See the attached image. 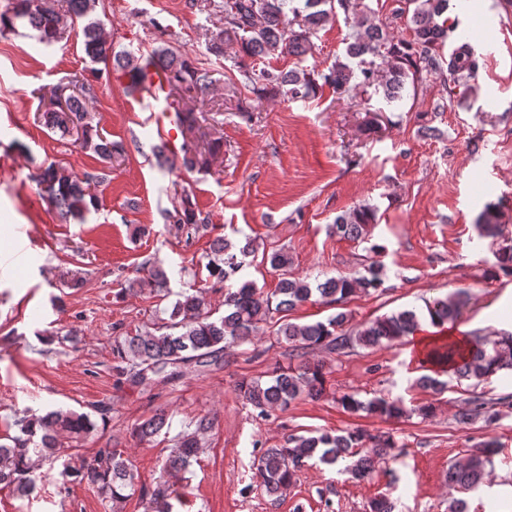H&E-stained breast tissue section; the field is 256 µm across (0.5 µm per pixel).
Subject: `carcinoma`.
<instances>
[{"instance_id":"obj_1","label":"carcinoma","mask_w":512,"mask_h":512,"mask_svg":"<svg viewBox=\"0 0 512 512\" xmlns=\"http://www.w3.org/2000/svg\"><path fill=\"white\" fill-rule=\"evenodd\" d=\"M98 0H13L11 7L0 12V33L13 31L21 23L35 31L38 42L50 46L64 38L67 24L83 23L84 52L90 62L92 78L80 83L79 93L65 99V104L44 112V124L67 134H76L75 142L83 150L93 152L105 162H112L115 151L112 141L103 137L88 120L89 101L96 96L94 81L106 73H117L129 79L136 88L144 67L134 63L132 55L115 51L99 18H90ZM414 5L407 18L412 39H397L387 27L371 23L367 14L372 9L365 0H223L215 8L223 14V28L212 36L207 49L224 51V43L234 42L239 49L238 69L257 101L276 95L293 99L306 98L327 85L343 97L352 92L382 89L388 103L402 99L407 85L417 87L427 77L436 75L443 90L453 95L465 88L478 73V56L458 30V21H449L453 0H408ZM343 14L354 20V31L347 44L346 55L357 60L352 66L336 60L325 71L308 69L304 61L312 54V37L329 19ZM456 46L443 59L440 49L450 35ZM291 57L295 67L289 70L264 68L260 71L245 62L247 58L266 56ZM150 64L167 75L172 91L188 98L207 93L212 85L210 69L203 63L179 53L169 45L157 48ZM33 180L50 203L64 218L81 219L97 206L93 185L103 177L91 173L78 175L67 167L51 162L38 168ZM499 206L488 204L477 218L478 230L491 237L502 233ZM172 223L191 235L205 223L190 202L168 215ZM376 223V212L366 206L354 208L348 215L336 218V234L344 238L364 239ZM254 251V242L245 238L235 244L228 239L213 243L214 257L206 264L215 284L224 285V316L214 319L200 292H181L172 304L168 320L154 331L126 332L113 338L112 369L116 376L132 388L167 383L179 376L185 366L205 372L224 362L231 348L255 344L263 325L273 314L288 311L312 300L314 295L330 304L342 305L354 294H371L383 285V269L377 262L364 267L354 277H329L311 284L301 278H283L269 293L261 291L251 280H243L239 272L244 258ZM159 295L170 294L167 271L161 264L148 269L147 278L139 281ZM468 294L460 291L452 297L433 296L424 301V308L403 309L364 323L355 335L343 332L347 316L343 312L310 324L283 322L276 334L292 347L298 364H290L275 372L266 382L254 381L239 387L242 399L258 414L265 416L274 408L284 409L301 396L312 399L325 391L324 365L303 359L307 350L326 348L338 355L354 348L370 349L403 344L421 330L422 320L433 326L456 323L462 314ZM424 370L418 385L435 394L448 389L440 374L453 372L457 380L478 386L498 372L512 370V333L491 339L478 332L468 334V348L455 342L434 345L420 363ZM336 402L352 414L366 413L386 420H399L412 413L429 418L435 413L431 403L409 408L401 398L374 396L362 399L356 393H344ZM469 408L456 415L460 423L481 421L491 427L500 418L502 409H512V394L487 399L477 393L468 399ZM213 422L201 416L192 427L180 432L165 458L160 475L151 489L139 485V476L122 451L103 446L86 461L76 452L64 448L62 439L78 443L92 430L90 417L74 410H54L44 415L27 412L17 417L19 433L0 443V486L10 488L20 497L34 490L41 478L40 466L61 462L58 476L62 483L85 482L96 489L107 512H119L128 493L140 490L144 512H172L169 499L174 484L197 458L201 440ZM171 428L170 416L159 409L150 418L135 425L133 435L142 441ZM404 444L392 431L370 434L356 427L340 433L321 432L311 436H293L285 446L266 448L260 457L258 477L269 495L287 488L312 459L329 466H343L352 479H369L377 466L403 455ZM496 442L486 440L471 449L465 463L448 468V490H476L491 475L492 456Z\"/></svg>"}]
</instances>
